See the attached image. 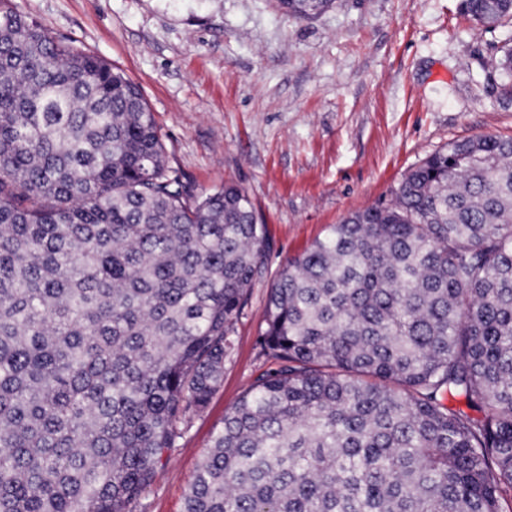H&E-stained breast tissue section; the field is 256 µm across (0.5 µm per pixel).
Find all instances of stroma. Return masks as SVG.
Instances as JSON below:
<instances>
[{
  "label": "stroma",
  "mask_w": 512,
  "mask_h": 512,
  "mask_svg": "<svg viewBox=\"0 0 512 512\" xmlns=\"http://www.w3.org/2000/svg\"><path fill=\"white\" fill-rule=\"evenodd\" d=\"M139 86L170 167L196 193L232 182L264 224L269 260L234 327L224 377L132 512H183L225 412L276 365L260 343L289 257L350 212L387 205L404 175L453 140L512 135L490 66L512 43L461 0H336L312 20L272 0H12Z\"/></svg>",
  "instance_id": "1"
}]
</instances>
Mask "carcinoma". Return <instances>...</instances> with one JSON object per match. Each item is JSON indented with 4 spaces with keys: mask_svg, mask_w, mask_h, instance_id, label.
<instances>
[{
    "mask_svg": "<svg viewBox=\"0 0 512 512\" xmlns=\"http://www.w3.org/2000/svg\"><path fill=\"white\" fill-rule=\"evenodd\" d=\"M497 69L512 98L511 45ZM266 264L246 193L195 196L138 87L0 0V512H131ZM261 342L184 512H512V137L448 143L288 259Z\"/></svg>",
    "mask_w": 512,
    "mask_h": 512,
    "instance_id": "carcinoma-1",
    "label": "carcinoma"
}]
</instances>
